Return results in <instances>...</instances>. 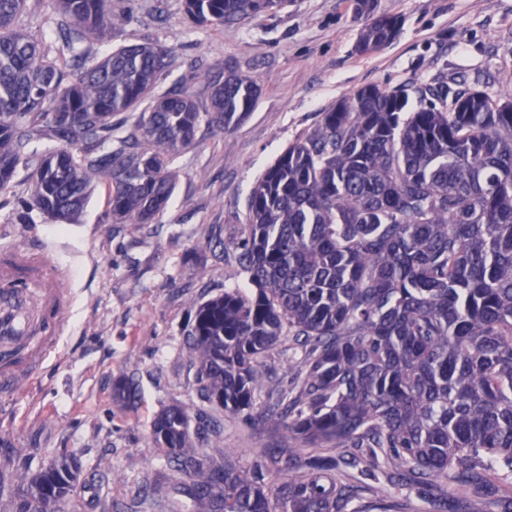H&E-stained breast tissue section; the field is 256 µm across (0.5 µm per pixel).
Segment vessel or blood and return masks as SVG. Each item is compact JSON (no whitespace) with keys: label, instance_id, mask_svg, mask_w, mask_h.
Wrapping results in <instances>:
<instances>
[{"label":"vessel or blood","instance_id":"b4317fda","mask_svg":"<svg viewBox=\"0 0 512 512\" xmlns=\"http://www.w3.org/2000/svg\"><path fill=\"white\" fill-rule=\"evenodd\" d=\"M67 270L51 264L47 251L0 249V282L24 291L0 292V391L28 387L68 330L73 296Z\"/></svg>","mask_w":512,"mask_h":512}]
</instances>
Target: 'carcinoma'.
<instances>
[{
	"label": "carcinoma",
	"instance_id": "cac0c4a2",
	"mask_svg": "<svg viewBox=\"0 0 512 512\" xmlns=\"http://www.w3.org/2000/svg\"><path fill=\"white\" fill-rule=\"evenodd\" d=\"M27 0H0V196L69 224L98 188L110 224H153L179 176L174 159L205 124L230 127L258 87L206 73L208 104L160 77L172 50L139 43L97 56L127 19L116 0H52L38 37ZM288 0H185L198 25L274 13ZM371 16L355 49L400 30ZM251 290L199 305L187 331L201 397L285 444L244 466L198 464L191 414L154 420L178 496L196 512H410L444 484L512 512V100L475 88L367 85L322 113L251 190L235 245ZM365 463L371 482L345 468ZM385 476L393 491L375 486ZM67 458L23 475L17 512L74 492Z\"/></svg>",
	"mask_w": 512,
	"mask_h": 512
}]
</instances>
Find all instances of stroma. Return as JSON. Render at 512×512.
I'll use <instances>...</instances> for the list:
<instances>
[{
    "label": "stroma",
    "mask_w": 512,
    "mask_h": 512,
    "mask_svg": "<svg viewBox=\"0 0 512 512\" xmlns=\"http://www.w3.org/2000/svg\"><path fill=\"white\" fill-rule=\"evenodd\" d=\"M123 7L131 17L114 28L113 46L160 42L182 71L249 76L258 98L227 129L200 126L176 159L179 178L158 223H102L107 197L99 193L78 223L37 214L19 224L22 190L0 196V247L56 243L53 258L69 267L74 289L58 357L32 388L0 394V512H16L19 474L62 456L80 466L71 512H125L147 473L165 492V456L151 429L174 405L191 406L200 430L194 446L208 460L230 448L248 464L282 444L265 422L220 416L199 400L185 345L199 304L248 286L233 243L257 179L322 112L365 85L442 81L512 99V0H379L401 29L367 54L355 50L365 22L355 0H288L276 13L218 27L192 25L183 0H123ZM122 380L134 398L116 397ZM216 415L224 425L218 441L204 432Z\"/></svg>",
    "instance_id": "obj_1"
}]
</instances>
